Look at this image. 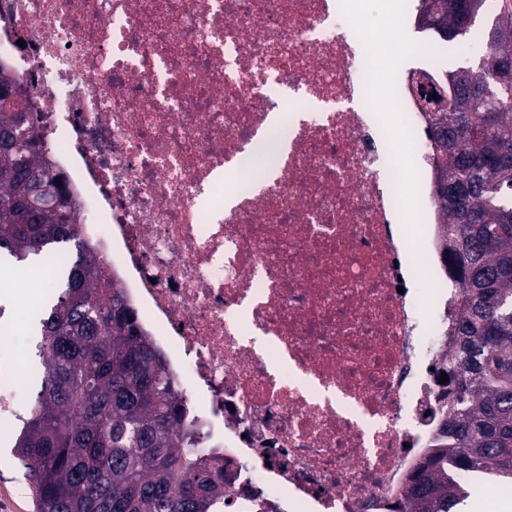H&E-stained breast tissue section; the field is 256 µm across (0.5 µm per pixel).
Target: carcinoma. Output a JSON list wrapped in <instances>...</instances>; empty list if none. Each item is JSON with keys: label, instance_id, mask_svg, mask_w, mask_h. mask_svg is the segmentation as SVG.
Here are the masks:
<instances>
[{"label": "carcinoma", "instance_id": "carcinoma-1", "mask_svg": "<svg viewBox=\"0 0 512 512\" xmlns=\"http://www.w3.org/2000/svg\"><path fill=\"white\" fill-rule=\"evenodd\" d=\"M460 0L420 29L461 34ZM484 52L434 77L448 111L427 129L439 172L446 255L461 288L458 344L439 362L455 378L434 448L409 477L401 512H454L466 480H512V22L500 16ZM36 115L0 105V254L18 263L75 243L34 313L40 389L15 442L36 512H233L220 453L175 396L165 359L80 239L45 170Z\"/></svg>", "mask_w": 512, "mask_h": 512}]
</instances>
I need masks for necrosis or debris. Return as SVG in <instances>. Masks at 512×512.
Segmentation results:
<instances>
[{"mask_svg":"<svg viewBox=\"0 0 512 512\" xmlns=\"http://www.w3.org/2000/svg\"><path fill=\"white\" fill-rule=\"evenodd\" d=\"M371 44L358 0H0L84 240L259 512H394L442 424L460 291Z\"/></svg>","mask_w":512,"mask_h":512,"instance_id":"obj_1","label":"necrosis or debris"}]
</instances>
